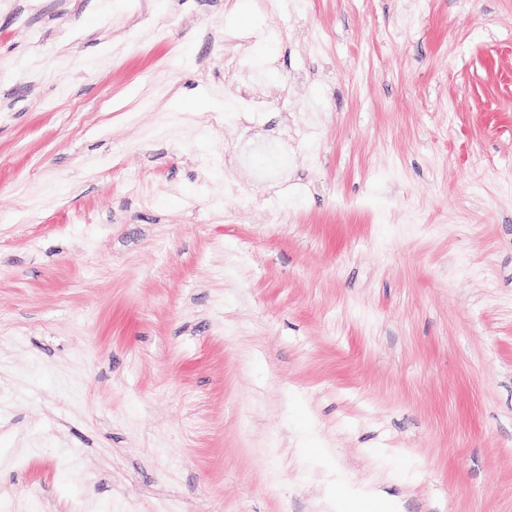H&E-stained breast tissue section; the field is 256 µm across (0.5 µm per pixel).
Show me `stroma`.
<instances>
[{
    "mask_svg": "<svg viewBox=\"0 0 512 512\" xmlns=\"http://www.w3.org/2000/svg\"><path fill=\"white\" fill-rule=\"evenodd\" d=\"M512 512V0H0V506ZM366 501L374 504V512H399L398 503L394 499L372 491H362L353 495L346 512H362L360 505Z\"/></svg>",
    "mask_w": 512,
    "mask_h": 512,
    "instance_id": "stroma-1",
    "label": "stroma"
}]
</instances>
